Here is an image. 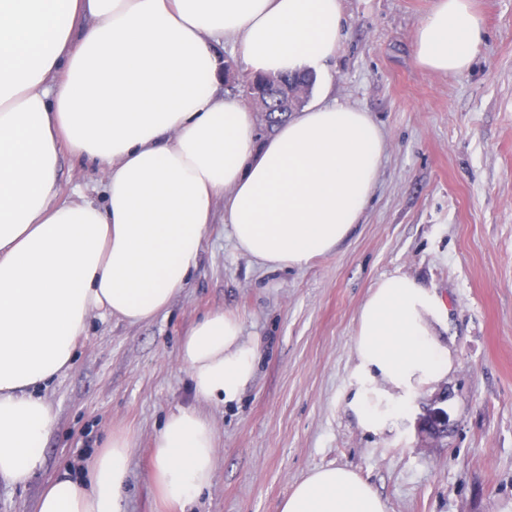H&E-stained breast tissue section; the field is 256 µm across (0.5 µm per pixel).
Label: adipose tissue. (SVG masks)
<instances>
[{"label":"adipose tissue","mask_w":512,"mask_h":512,"mask_svg":"<svg viewBox=\"0 0 512 512\" xmlns=\"http://www.w3.org/2000/svg\"><path fill=\"white\" fill-rule=\"evenodd\" d=\"M484 35L470 0H437L415 31L425 71L461 74ZM342 37L340 0H0V480L26 484L55 416L39 388L73 365L91 317L140 322L166 309L198 267L216 208L238 252L302 268L333 252L370 203L384 136L367 113L321 98L270 137L213 78L232 43L247 72L319 70ZM101 176L103 204L61 197V153ZM440 295L382 277L359 312L358 425L379 435L455 358L435 332ZM258 347L215 311L180 356L197 399L231 403ZM131 438L113 433L88 479L64 472L36 512H123ZM210 420L167 419L154 443L160 497L186 505L211 484ZM280 512H385L355 471L315 470Z\"/></svg>","instance_id":"adipose-tissue-1"}]
</instances>
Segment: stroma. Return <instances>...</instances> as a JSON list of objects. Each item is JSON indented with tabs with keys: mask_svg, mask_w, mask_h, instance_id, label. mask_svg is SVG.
Listing matches in <instances>:
<instances>
[{
	"mask_svg": "<svg viewBox=\"0 0 512 512\" xmlns=\"http://www.w3.org/2000/svg\"><path fill=\"white\" fill-rule=\"evenodd\" d=\"M342 38L314 95L366 112L385 137L371 202L332 253L269 269L209 225L198 268L153 319L92 317L72 368L42 394L56 423L27 486L0 482V512H35L44 483L86 471L106 438H132L124 512H278L311 471L347 466L386 512H512V0H474L484 37L465 73L422 70L414 33L435 0H340ZM64 196L104 199L98 174L61 154ZM405 274L448 306L438 330L453 371L420 392L391 432L348 407L360 307ZM237 316L259 354L229 404L197 400L179 357L205 314ZM213 424L211 486L178 507L158 497L153 447L172 412ZM448 423L432 439L431 416Z\"/></svg>",
	"mask_w": 512,
	"mask_h": 512,
	"instance_id": "1",
	"label": "stroma"
}]
</instances>
